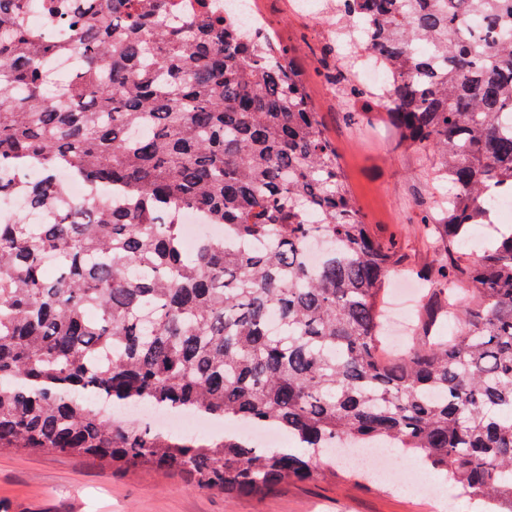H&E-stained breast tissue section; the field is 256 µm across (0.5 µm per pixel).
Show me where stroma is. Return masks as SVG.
I'll return each instance as SVG.
<instances>
[{
	"label": "stroma",
	"instance_id": "obj_1",
	"mask_svg": "<svg viewBox=\"0 0 512 512\" xmlns=\"http://www.w3.org/2000/svg\"><path fill=\"white\" fill-rule=\"evenodd\" d=\"M252 2L278 41L294 48L367 223L395 240L407 265H427L431 255L420 213L436 194L427 176L429 156L399 147L385 116L347 119L326 91L324 53L336 44L335 0L313 6L301 0ZM413 465L412 458L396 457L384 490L367 491L339 476L291 481L260 497L228 498L190 490L172 474L117 472L51 451L5 450L0 512H482L457 491L441 498L410 488Z\"/></svg>",
	"mask_w": 512,
	"mask_h": 512
}]
</instances>
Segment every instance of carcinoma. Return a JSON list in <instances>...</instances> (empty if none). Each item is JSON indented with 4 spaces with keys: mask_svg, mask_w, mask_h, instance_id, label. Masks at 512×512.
<instances>
[{
    "mask_svg": "<svg viewBox=\"0 0 512 512\" xmlns=\"http://www.w3.org/2000/svg\"><path fill=\"white\" fill-rule=\"evenodd\" d=\"M172 2L45 0L66 40L27 24V0H0V164L44 159L0 191L53 216L0 223V450L236 497L336 476L338 440L385 443L512 512V233L463 251L512 192V0H336L368 20L359 50L386 72L367 111L435 155L448 186L421 218L434 259L417 275L456 332L425 328L393 355L380 303L402 259L353 200L295 51L204 4L174 22ZM66 54L81 75L54 82L44 61ZM326 78L346 108L364 98L343 64ZM61 167L96 197L73 201ZM188 208L246 248L186 253ZM311 239L328 243L316 267ZM135 404L275 427L306 452L117 418Z\"/></svg>",
    "mask_w": 512,
    "mask_h": 512,
    "instance_id": "carcinoma-1",
    "label": "carcinoma"
}]
</instances>
